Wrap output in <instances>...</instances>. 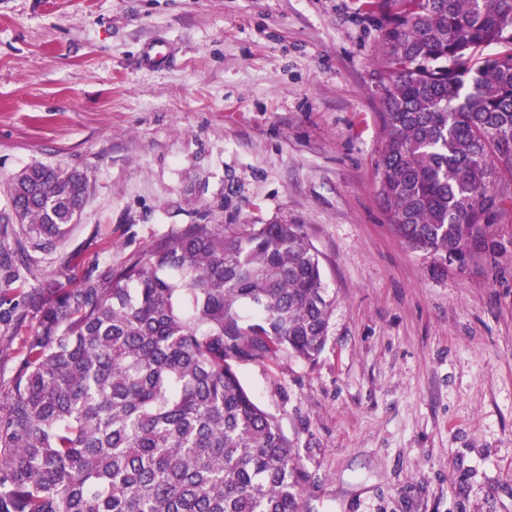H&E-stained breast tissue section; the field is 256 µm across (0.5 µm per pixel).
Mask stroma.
<instances>
[{"label": "stroma", "mask_w": 512, "mask_h": 512, "mask_svg": "<svg viewBox=\"0 0 512 512\" xmlns=\"http://www.w3.org/2000/svg\"><path fill=\"white\" fill-rule=\"evenodd\" d=\"M365 0H0V206L34 164L87 175L36 277L119 270L191 224L301 225L335 309L318 359L238 366L295 438L306 512H512V206L446 260L389 227ZM166 45L169 62L140 63ZM0 306V385L29 327Z\"/></svg>", "instance_id": "1"}]
</instances>
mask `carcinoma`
Returning <instances> with one entry per match:
<instances>
[{"label": "carcinoma", "mask_w": 512, "mask_h": 512, "mask_svg": "<svg viewBox=\"0 0 512 512\" xmlns=\"http://www.w3.org/2000/svg\"><path fill=\"white\" fill-rule=\"evenodd\" d=\"M380 15L376 163L392 230L463 257L489 246L512 177V0H368ZM87 176L16 174L23 255L55 250ZM334 300L301 225L192 224L120 271L21 293L34 321L0 392V512H302L298 448L237 364L313 362Z\"/></svg>", "instance_id": "1"}]
</instances>
